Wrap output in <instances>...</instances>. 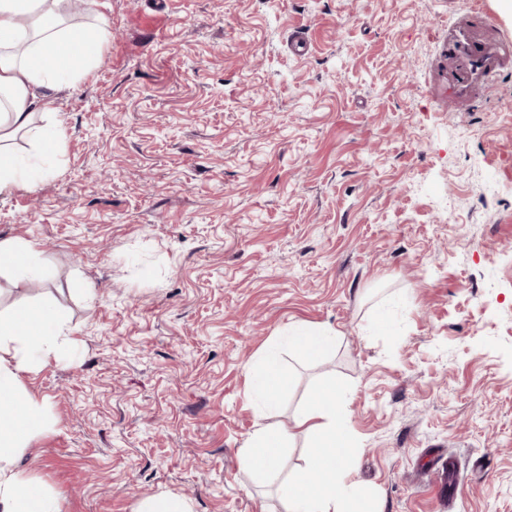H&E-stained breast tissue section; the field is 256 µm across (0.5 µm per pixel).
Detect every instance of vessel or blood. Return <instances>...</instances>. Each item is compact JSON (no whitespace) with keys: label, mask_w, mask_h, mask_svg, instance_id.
<instances>
[{"label":"vessel or blood","mask_w":512,"mask_h":512,"mask_svg":"<svg viewBox=\"0 0 512 512\" xmlns=\"http://www.w3.org/2000/svg\"><path fill=\"white\" fill-rule=\"evenodd\" d=\"M439 42L450 47L462 72L457 92L442 97L451 111H467L472 89L484 87L492 73L512 67L511 43L487 40L469 25L449 30L440 36Z\"/></svg>","instance_id":"b4317fda"}]
</instances>
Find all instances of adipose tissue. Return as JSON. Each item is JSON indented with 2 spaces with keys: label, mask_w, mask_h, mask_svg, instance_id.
I'll list each match as a JSON object with an SVG mask.
<instances>
[{
  "label": "adipose tissue",
  "mask_w": 512,
  "mask_h": 512,
  "mask_svg": "<svg viewBox=\"0 0 512 512\" xmlns=\"http://www.w3.org/2000/svg\"><path fill=\"white\" fill-rule=\"evenodd\" d=\"M71 0H0V195L34 183L29 159L7 148L20 132L35 134L44 149H57L56 130L35 129V115L50 112L52 92L75 86L89 73L108 38L105 24H71L64 16ZM71 327L57 306L24 308L0 315V512H56L51 497L11 468L20 448L44 426L43 408L23 387L22 376L59 359L71 348ZM252 389L264 403L276 402L286 385L276 351H268L249 369ZM342 391L322 383L295 419L314 434L317 451L288 487V512H364L353 493V450L341 427ZM288 435L267 426L256 431L243 450L254 473L274 469Z\"/></svg>",
  "instance_id": "adipose-tissue-1"
}]
</instances>
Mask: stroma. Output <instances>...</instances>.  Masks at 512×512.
Returning a JSON list of instances; mask_svg holds the SVG:
<instances>
[{"label": "stroma", "instance_id": "35a3bbf8", "mask_svg": "<svg viewBox=\"0 0 512 512\" xmlns=\"http://www.w3.org/2000/svg\"><path fill=\"white\" fill-rule=\"evenodd\" d=\"M82 6L111 37L35 118L63 133L51 175L0 196V240L42 268L0 275V311L56 302L74 339L23 376L48 426L14 470L59 512H286L294 416L333 379L370 512H512V75L469 112L434 91V34L471 5ZM298 325L335 347L303 356ZM274 344L267 406L248 368ZM269 424L290 442L261 478L242 450ZM137 512H191L189 504L177 495L166 494L140 505Z\"/></svg>", "mask_w": 512, "mask_h": 512}]
</instances>
